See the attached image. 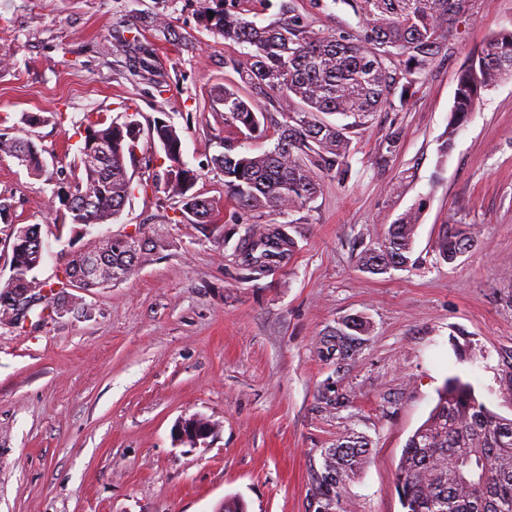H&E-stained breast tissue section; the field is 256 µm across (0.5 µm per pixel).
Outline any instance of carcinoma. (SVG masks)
Returning a JSON list of instances; mask_svg holds the SVG:
<instances>
[{
  "label": "carcinoma",
  "mask_w": 512,
  "mask_h": 512,
  "mask_svg": "<svg viewBox=\"0 0 512 512\" xmlns=\"http://www.w3.org/2000/svg\"><path fill=\"white\" fill-rule=\"evenodd\" d=\"M235 2L200 0V17L224 40L247 49L244 60L231 59L229 65L245 87L268 99L286 121L272 150L243 155L226 142L212 163L224 172V187L239 208L272 215L314 201L326 176L345 179L351 146L347 127L326 123L319 115L351 116L354 125L362 126L394 98L404 101L439 54L448 25L465 7V0H332L351 8L364 30L358 40L345 32L314 30L296 11L294 0H281L277 19L266 25L244 18ZM509 78L512 29H504L462 66L443 154L452 149L481 92ZM215 96L224 105V123L247 139L263 135L264 113L249 100L226 87ZM88 125L116 146L111 159L96 167L81 163L68 178L67 185L78 195L94 200L88 211L78 204L69 209L71 223L108 224L132 193L126 160L134 159L138 143L129 138L119 116L108 120L99 115ZM148 136L167 147L170 165L160 189L196 223L209 222L213 205L191 193L197 174L180 157L182 140L176 128L157 120ZM32 147L29 139L9 136L0 141V154H22L26 168L39 173L42 151ZM419 219L418 208L401 214L381 241L360 253L361 268L380 274L414 264ZM473 242L470 228L451 224L438 238V256L451 264ZM296 248L291 234L269 227L244 242L242 266L262 275L286 263ZM39 260L13 239L14 282H30ZM367 459V442L361 438L341 442L327 451L326 478L338 484ZM398 489L405 512H512V419L479 401L470 383L458 376L447 379L429 417L405 445Z\"/></svg>",
  "instance_id": "cac0c4a2"
}]
</instances>
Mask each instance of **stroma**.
Masks as SVG:
<instances>
[{
	"label": "stroma",
	"mask_w": 512,
	"mask_h": 512,
	"mask_svg": "<svg viewBox=\"0 0 512 512\" xmlns=\"http://www.w3.org/2000/svg\"><path fill=\"white\" fill-rule=\"evenodd\" d=\"M314 29L362 31L332 0H295ZM199 0H0V133L28 137L45 170L0 155V286L12 274V227L37 224L36 275L55 281L100 235L136 242L132 272L66 288L63 314L0 323V512H404L397 473L407 439L448 377L512 418V80L482 92L448 156L457 76L512 26V0H467L405 104L351 128L345 181L271 218L236 206L211 159L227 134L217 86L239 88L241 46L205 27ZM153 51L134 68L139 47ZM133 114L172 124L195 194L194 223L157 186L169 162L141 137L127 164L133 193L108 224H61L56 192L80 158L88 117ZM39 116V123L26 119ZM420 208L412 267L357 262L403 212ZM298 249L252 276L240 244L270 222ZM473 246L455 263L435 249L447 224ZM360 320L351 358L336 335ZM211 425L198 443L181 419ZM368 444L357 475L330 485L325 455Z\"/></svg>",
	"instance_id": "stroma-1"
}]
</instances>
